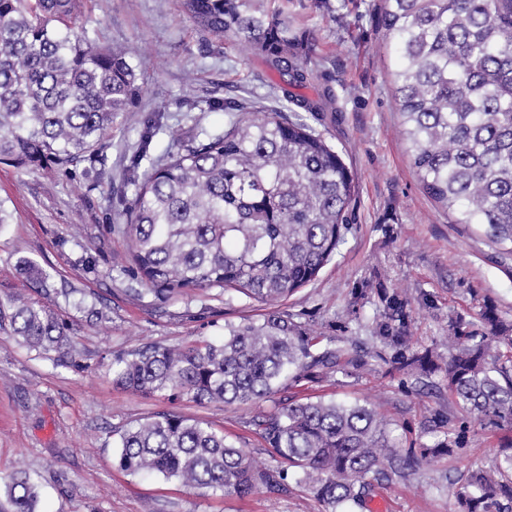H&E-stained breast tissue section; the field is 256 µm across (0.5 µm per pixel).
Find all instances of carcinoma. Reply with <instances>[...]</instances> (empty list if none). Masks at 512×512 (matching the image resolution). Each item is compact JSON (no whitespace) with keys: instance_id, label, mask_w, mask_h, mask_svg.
Segmentation results:
<instances>
[{"instance_id":"obj_1","label":"carcinoma","mask_w":512,"mask_h":512,"mask_svg":"<svg viewBox=\"0 0 512 512\" xmlns=\"http://www.w3.org/2000/svg\"><path fill=\"white\" fill-rule=\"evenodd\" d=\"M92 0H0V160L30 169L96 162L112 130L142 94L140 61L100 47L82 21ZM200 33L243 42L291 89L311 84L313 38L288 18V0H179ZM400 133L424 192L458 224H480L512 251V0H383ZM330 91L283 90L272 111H247L224 131L173 142L163 162L139 173L160 128L148 119L128 177L131 202L115 215L129 241L128 271L162 296L214 286L265 307L259 320L224 324V338L188 346L151 344L112 358V383L199 403L266 402L286 382L347 376L365 358L336 337L294 320L282 302L332 260L349 226L354 177L316 117L333 112ZM373 327L395 363L445 371L458 411L512 428V323L491 307L483 330L448 317V357L411 351L409 300L377 291ZM0 330L77 368L71 328L37 299L0 302ZM275 466L261 467L211 425L175 413L129 424L116 460L130 475L248 496L287 489L288 472L324 507L356 512L383 486L435 455L453 456L451 435L430 448H399L391 421L366 404L290 401L253 419ZM502 462L469 471L456 512H512V445ZM12 512H39L38 485L18 464L0 478Z\"/></svg>"}]
</instances>
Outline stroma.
<instances>
[{
  "label": "stroma",
  "mask_w": 512,
  "mask_h": 512,
  "mask_svg": "<svg viewBox=\"0 0 512 512\" xmlns=\"http://www.w3.org/2000/svg\"><path fill=\"white\" fill-rule=\"evenodd\" d=\"M290 9L295 24L318 41L314 71L336 93L325 136L353 172L355 193L338 253L284 311L362 352L377 345L369 327L379 287L405 290L412 344L441 352L451 315L462 314L472 331L481 330L478 313L486 306L512 321V256L482 226L454 223L412 172L398 133L394 57L379 0H292ZM84 24L99 45L122 44L141 55L144 92L103 153L106 182H97L85 162L46 170L0 162V208L9 217L0 228V299L30 290L18 261H34L47 278L45 303L73 327L80 363L76 370L54 366L0 332V475L25 458L41 485V512H323L293 481L277 494L241 498L133 476L114 458L129 422L174 412L210 423L257 465L269 466L273 460L251 424L257 411L332 396L390 415V437L403 448L434 445L438 436L426 432L427 421L451 426L458 442L453 457L394 478L375 490L370 505L376 512H455V481L501 459L512 431L462 417L444 373L397 369L391 349L339 381L289 385L260 408L172 401L113 385V353L212 341L223 336L225 323L260 318L257 303L218 287L173 299L142 290L119 271L128 241L110 224L132 198L128 169L147 118L162 115L164 126L141 162L144 171L172 138L222 132L244 107L274 108L269 86L277 76L244 44L198 34L179 0H95ZM189 72L195 81L188 89Z\"/></svg>",
  "instance_id": "obj_1"
}]
</instances>
